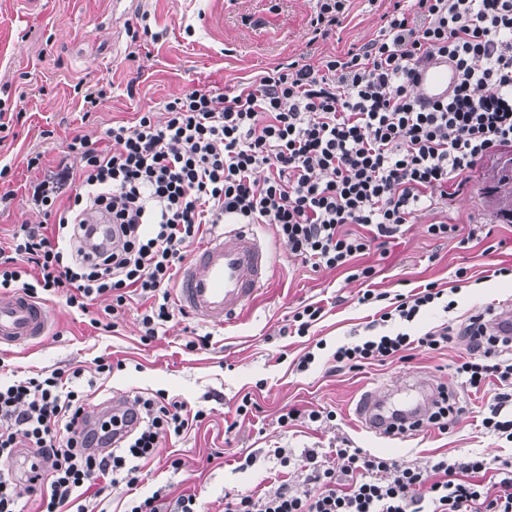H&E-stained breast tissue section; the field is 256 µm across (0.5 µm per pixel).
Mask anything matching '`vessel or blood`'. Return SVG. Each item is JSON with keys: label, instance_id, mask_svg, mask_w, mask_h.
<instances>
[{"label": "vessel or blood", "instance_id": "obj_1", "mask_svg": "<svg viewBox=\"0 0 512 512\" xmlns=\"http://www.w3.org/2000/svg\"><path fill=\"white\" fill-rule=\"evenodd\" d=\"M456 81L453 68L440 63L428 64L419 73V89L424 99L446 98ZM269 251L252 229L242 224L212 238L186 260L178 275L176 301L185 311L204 323L224 326L251 308L269 279ZM51 313L46 306L23 293L0 297V346L36 344L47 335ZM388 392L368 393L361 401L357 416L373 434L396 439L402 430L421 425L423 401L409 399L396 408Z\"/></svg>", "mask_w": 512, "mask_h": 512}]
</instances>
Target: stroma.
Here are the masks:
<instances>
[{"mask_svg":"<svg viewBox=\"0 0 512 512\" xmlns=\"http://www.w3.org/2000/svg\"><path fill=\"white\" fill-rule=\"evenodd\" d=\"M314 5V0H0V105L20 113L12 136L0 142V168H8L17 190L0 209V234L43 219L27 190L39 179L27 170V155L44 153L55 166L65 160V143L74 134L95 140L112 125H133L148 110L164 119V102L190 87L221 90L294 60L317 66L323 55L346 52L374 37L388 2L349 0L341 26L317 42L310 27ZM143 23L148 33L131 39L129 27ZM105 83L111 86L109 99L98 112L83 116L84 89ZM499 167V157L485 160L447 209L421 215L385 250L363 257V264L376 271L375 288L405 293L434 282L452 290L455 309H432L409 326V333L512 303V276L495 273L500 263H512V223L497 216L492 204ZM447 218L457 225L455 235L437 239L428 234L430 222ZM480 225L490 228V236L470 238ZM254 230L269 248L272 269L267 292L246 318L216 329L192 317L178 318L146 344L136 309L126 310L116 329L104 331L70 312L58 297L47 302L52 323L40 344L0 348L5 364L0 379L78 367L82 375L74 385L86 394L88 406L119 394L162 390L206 410L201 424L161 448V460L145 467L138 486L144 497L165 488L171 502L196 495L204 512H222L227 492H259L268 486L276 465L272 451L279 447L296 456L316 449L328 467L336 466L335 450L345 442L419 467L446 457L512 458V442L481 424L487 393L471 391L455 373L469 355L466 339H454L439 351L415 348L404 362L332 371L329 355L364 336L375 312L357 302L361 282L348 280L343 269L314 271L301 264L270 225ZM460 268L467 271L462 281L456 277ZM309 303L324 309L310 334H283L293 311ZM195 332L212 333L211 347L187 350ZM309 351L314 363L299 369ZM99 356L116 362V369L96 372ZM411 379L447 387L457 409L447 430L429 424L398 441L363 430L355 414L358 398ZM247 394L259 409L243 417L236 408ZM294 407L331 410L336 418L280 426L279 416ZM168 454L182 459L180 470L168 467ZM248 455L255 464L241 468Z\"/></svg>","mask_w":512,"mask_h":512,"instance_id":"1","label":"stroma"}]
</instances>
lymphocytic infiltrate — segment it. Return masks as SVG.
<instances>
[{
  "label": "lymphocytic infiltrate",
  "instance_id": "obj_1",
  "mask_svg": "<svg viewBox=\"0 0 512 512\" xmlns=\"http://www.w3.org/2000/svg\"><path fill=\"white\" fill-rule=\"evenodd\" d=\"M380 21L374 38L318 68L292 61L223 91L193 87L165 103V122L144 112L98 142L74 135L66 153L75 166L56 171L43 153L28 155L46 221L0 241V290L63 296L104 330L128 304H143L149 341L176 316L171 291L190 245L221 224L271 225L312 269L371 278L360 257L446 207L483 161L512 149V0H391ZM437 57L454 64L457 82L426 106L418 75ZM95 223L111 226L110 248L90 247ZM357 301L377 310L364 339L333 352L337 368L402 361L414 345L441 350L467 337L471 357L456 373L475 390L498 379L482 425L512 439V340L490 334L484 313L414 339L401 324L455 306L435 283L395 295L367 289ZM80 375L56 368L0 385V458L27 448L45 461L34 481L41 512H65L76 491L105 478L135 491L163 442L205 418L164 392L139 396V423L121 447L95 450L119 421L89 428L86 398L72 387ZM336 460L330 468L304 450L301 483L226 496L224 512H512L511 461L420 468L348 448Z\"/></svg>",
  "mask_w": 512,
  "mask_h": 512
}]
</instances>
